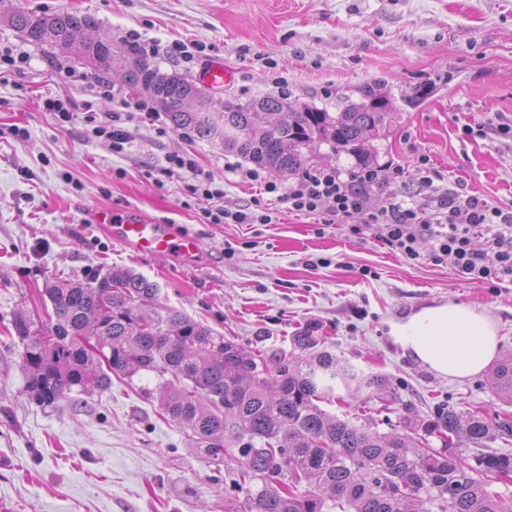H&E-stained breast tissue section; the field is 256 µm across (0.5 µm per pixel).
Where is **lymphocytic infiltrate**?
Instances as JSON below:
<instances>
[{
  "label": "lymphocytic infiltrate",
  "instance_id": "1",
  "mask_svg": "<svg viewBox=\"0 0 512 512\" xmlns=\"http://www.w3.org/2000/svg\"><path fill=\"white\" fill-rule=\"evenodd\" d=\"M403 167L384 172L363 166L345 174L336 169L306 171L294 185L284 188L269 180L266 193L276 195L294 212L325 213L330 222L354 225L357 231H374L391 250L408 259L420 257L419 241L430 238L433 262L449 264L459 277L499 287L512 282V211L495 202L455 191L433 195L425 203H408L391 197L378 211L367 199L373 188L404 177ZM484 236L486 250L473 247Z\"/></svg>",
  "mask_w": 512,
  "mask_h": 512
}]
</instances>
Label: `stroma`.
Listing matches in <instances>:
<instances>
[{"label":"stroma","instance_id":"1","mask_svg":"<svg viewBox=\"0 0 512 512\" xmlns=\"http://www.w3.org/2000/svg\"><path fill=\"white\" fill-rule=\"evenodd\" d=\"M46 13L94 16L113 41L136 31L161 70L195 79L214 55L238 79L208 95L215 104L280 92L336 111L360 85L382 81L391 124L371 166L414 169L427 154L437 187L512 208V141L467 135L465 125L512 124V0H8ZM182 44L193 61L172 55ZM24 56L0 61V512H247L224 488L236 464L207 459L161 414L154 374L113 379L109 390L72 393L43 407L25 392L14 313L47 323L43 290L55 278L123 265L155 281L162 304L184 311L248 350H290L307 320H319L340 359L384 375L397 417L433 419L440 407L512 416L489 385L436 376L405 354L391 322L434 304L477 308L497 326L498 354H512V283L491 288L447 265L411 260L372 232L288 211L245 172L251 163L136 115L123 153L96 137L94 111L144 101L119 76L94 79L68 50L46 55L0 21V47ZM275 68H268L267 60ZM73 99L65 122L44 108ZM28 132L17 139L14 128ZM193 153L222 198L192 194L196 173L162 176L166 158ZM219 206L270 216L267 224H211ZM134 209L172 231L195 234L201 254L186 267L141 257L88 222L93 208Z\"/></svg>","mask_w":512,"mask_h":512}]
</instances>
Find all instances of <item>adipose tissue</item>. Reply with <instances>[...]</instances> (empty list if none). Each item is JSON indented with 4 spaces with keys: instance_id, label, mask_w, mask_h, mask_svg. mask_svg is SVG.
<instances>
[{
    "instance_id": "adipose-tissue-1",
    "label": "adipose tissue",
    "mask_w": 512,
    "mask_h": 512,
    "mask_svg": "<svg viewBox=\"0 0 512 512\" xmlns=\"http://www.w3.org/2000/svg\"><path fill=\"white\" fill-rule=\"evenodd\" d=\"M406 353L440 377L465 379L485 371L498 350L495 322L476 308L448 302L422 307L392 323Z\"/></svg>"
}]
</instances>
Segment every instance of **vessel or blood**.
Wrapping results in <instances>:
<instances>
[{"mask_svg": "<svg viewBox=\"0 0 512 512\" xmlns=\"http://www.w3.org/2000/svg\"><path fill=\"white\" fill-rule=\"evenodd\" d=\"M197 78L209 88L221 89L235 81L236 72L225 66L222 59L214 58L200 67ZM91 220L101 225L114 241L143 257L166 255L191 266L201 251L195 235L173 233L168 226L152 222L134 210L100 208L92 212Z\"/></svg>", "mask_w": 512, "mask_h": 512, "instance_id": "vessel-or-blood-1", "label": "vessel or blood"}]
</instances>
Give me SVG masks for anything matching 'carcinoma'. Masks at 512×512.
Instances as JSON below:
<instances>
[{
    "label": "carcinoma",
    "mask_w": 512,
    "mask_h": 512,
    "mask_svg": "<svg viewBox=\"0 0 512 512\" xmlns=\"http://www.w3.org/2000/svg\"><path fill=\"white\" fill-rule=\"evenodd\" d=\"M6 19L38 46L69 49L94 78L120 72L127 88L147 94L175 128L278 173L303 169L311 148L324 143L363 164L390 125L381 83L361 87L359 101L336 113L274 96L216 108L183 76L128 44L113 45L90 15L14 8ZM45 294L49 323L12 320L24 346L27 394L53 406L73 391L110 389L114 375L170 376L160 392L162 413L207 458L237 455L226 492L245 494L248 512H512V496L489 491L486 480L512 482V454L468 456L459 447L463 438L478 446L511 441V418L444 407L433 420H405L408 433L401 434L393 425L380 431L363 412L337 416L321 407L335 402L336 387L387 410L389 385L383 375L336 358L314 321L290 337L291 350L268 355L246 352L160 304L157 284L124 266L59 277ZM490 385L512 403V356L493 368ZM433 438L442 446L433 447Z\"/></svg>",
    "instance_id": "cac0c4a2"
}]
</instances>
